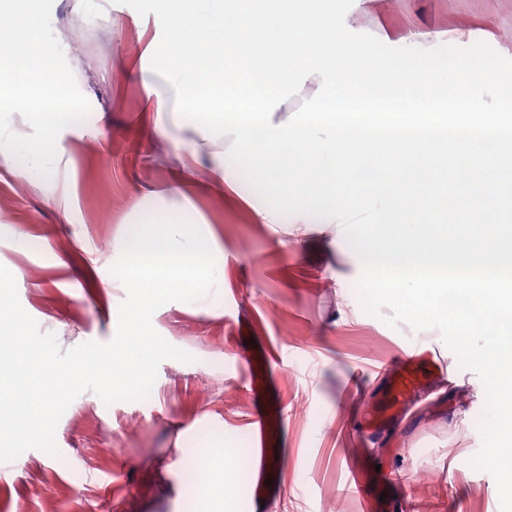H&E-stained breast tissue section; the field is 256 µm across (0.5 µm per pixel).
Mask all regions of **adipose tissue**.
Segmentation results:
<instances>
[{
    "mask_svg": "<svg viewBox=\"0 0 512 512\" xmlns=\"http://www.w3.org/2000/svg\"><path fill=\"white\" fill-rule=\"evenodd\" d=\"M5 9L11 21L6 38L0 39V166L22 172L35 185L53 187L63 173V133L91 109L89 98L71 81L81 62L75 56L59 61L62 32L37 0H6ZM159 79V74L140 71L142 109L152 114L154 130L181 164L165 190L177 203L157 208L143 223L131 225L123 258L112 268V287L127 296L115 318L118 360L107 361L91 352L80 366L60 367L46 352L36 351L25 337L23 311L11 303L10 278L0 275V337L10 347L8 368L25 381L28 398L39 403L34 415L17 407L12 410L14 460H21L30 443L52 447L58 399L79 381L92 379L105 396L154 397L149 358L178 357L172 346L150 333L157 311L175 300L197 309L205 300L223 297L224 245L211 229L200 227L188 190L223 183L229 208H250L253 223L269 225L280 233V246L295 252L310 246V231L325 227L308 218L272 216L239 196L224 162L233 136L214 140L193 124L182 123L174 113V86L159 90ZM252 458L249 443H225L220 433L186 444L180 512H227L231 497L248 491Z\"/></svg>",
    "mask_w": 512,
    "mask_h": 512,
    "instance_id": "ef3b65f1",
    "label": "adipose tissue"
}]
</instances>
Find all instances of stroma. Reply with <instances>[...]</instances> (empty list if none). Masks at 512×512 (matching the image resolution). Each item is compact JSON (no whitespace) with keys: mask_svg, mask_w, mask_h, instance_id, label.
Listing matches in <instances>:
<instances>
[{"mask_svg":"<svg viewBox=\"0 0 512 512\" xmlns=\"http://www.w3.org/2000/svg\"><path fill=\"white\" fill-rule=\"evenodd\" d=\"M133 8L116 4L108 27L79 0L58 9L66 52L85 71L76 83L97 109L63 135L69 170L61 185L74 202L63 216L49 190L24 176L0 175V273L14 274L12 304L24 312L27 335L58 362L76 364L86 350L111 356L114 312L125 296L109 288L128 225L156 209L178 163L141 112L138 77L113 80L112 65L135 45ZM491 17L512 46V0H375L359 25L399 33L445 31L461 20ZM193 202L224 241V301L195 311L161 308L153 332L184 357L151 361L154 398L117 399L73 390L60 402L53 446L33 443L26 460L0 479V512H178L179 445L212 428L244 441L254 404L243 387L250 352L277 355L266 401L284 411L275 442L287 493L264 512H501L496 482L471 460L482 446L485 394L466 374V394L447 392L450 350L418 357L421 384L384 421H375L403 357L404 327L360 312L343 318L355 261L322 256L317 247L287 254L270 227L203 191ZM368 479V495L351 490L350 466Z\"/></svg>","mask_w":512,"mask_h":512,"instance_id":"stroma-1","label":"stroma"}]
</instances>
